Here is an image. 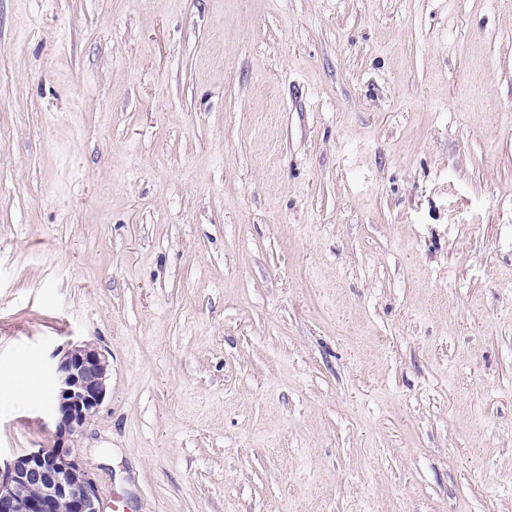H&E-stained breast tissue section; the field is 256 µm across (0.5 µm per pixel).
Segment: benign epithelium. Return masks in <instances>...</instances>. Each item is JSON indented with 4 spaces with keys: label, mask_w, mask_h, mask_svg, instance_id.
I'll use <instances>...</instances> for the list:
<instances>
[{
    "label": "benign epithelium",
    "mask_w": 512,
    "mask_h": 512,
    "mask_svg": "<svg viewBox=\"0 0 512 512\" xmlns=\"http://www.w3.org/2000/svg\"><path fill=\"white\" fill-rule=\"evenodd\" d=\"M105 357L89 344L70 348L51 368L55 442L0 468V512H101L94 475L69 448L105 392Z\"/></svg>",
    "instance_id": "obj_1"
}]
</instances>
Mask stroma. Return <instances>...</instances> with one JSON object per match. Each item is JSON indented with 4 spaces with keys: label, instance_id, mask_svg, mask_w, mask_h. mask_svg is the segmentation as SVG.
<instances>
[{
    "label": "stroma",
    "instance_id": "obj_1",
    "mask_svg": "<svg viewBox=\"0 0 512 512\" xmlns=\"http://www.w3.org/2000/svg\"><path fill=\"white\" fill-rule=\"evenodd\" d=\"M102 512H512V0H0V465L48 371ZM0 393L8 396H25L28 393L27 371L19 370L11 376L0 377Z\"/></svg>",
    "mask_w": 512,
    "mask_h": 512
}]
</instances>
